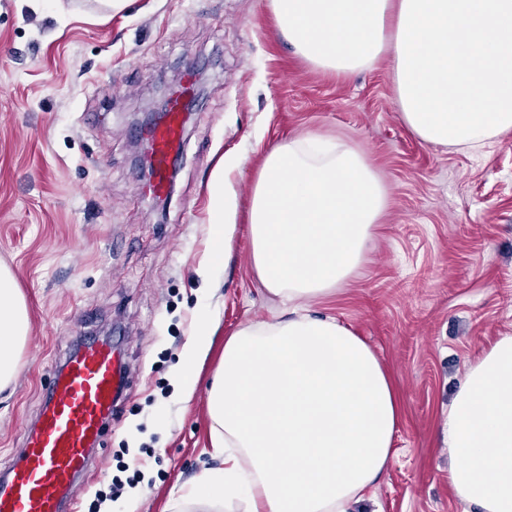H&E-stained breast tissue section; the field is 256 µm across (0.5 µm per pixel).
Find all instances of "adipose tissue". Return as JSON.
<instances>
[{"mask_svg":"<svg viewBox=\"0 0 512 512\" xmlns=\"http://www.w3.org/2000/svg\"><path fill=\"white\" fill-rule=\"evenodd\" d=\"M273 24L313 68L350 76L389 61L403 124L423 143L473 154L512 132V0H269ZM233 160L209 183V283L236 230ZM257 277L287 317L242 324L208 390L213 456L186 501L208 512H361L386 473L402 403L387 367L336 318L314 312L359 269L386 204L356 147L316 135L266 153L250 192ZM30 317L0 265V392L16 381ZM213 344L202 316L170 372L189 402ZM445 440L448 483L473 512H512V334L459 381Z\"/></svg>","mask_w":512,"mask_h":512,"instance_id":"1","label":"adipose tissue"}]
</instances>
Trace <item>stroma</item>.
Segmentation results:
<instances>
[{
	"mask_svg": "<svg viewBox=\"0 0 512 512\" xmlns=\"http://www.w3.org/2000/svg\"><path fill=\"white\" fill-rule=\"evenodd\" d=\"M189 60L204 83L160 203L145 192L136 114ZM306 134L358 147L386 188L360 269L316 306L361 336L400 390L374 500L383 512H471L448 484L445 421L468 364L512 333V133L482 155L422 143L400 119L388 63L350 77L311 67L274 29L267 0H133L117 16L99 0H0V260L31 327L14 390L0 395V471L75 337L117 330L129 385L77 510L170 512L212 461L207 382L225 337L281 311L249 261V187L266 150ZM222 157L241 162L238 224L205 289L196 268ZM206 313L213 347L182 404L168 374ZM124 469L133 483L98 500Z\"/></svg>",
	"mask_w": 512,
	"mask_h": 512,
	"instance_id": "35a3bbf8",
	"label": "stroma"
}]
</instances>
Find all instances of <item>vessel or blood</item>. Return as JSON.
<instances>
[{
    "mask_svg": "<svg viewBox=\"0 0 512 512\" xmlns=\"http://www.w3.org/2000/svg\"><path fill=\"white\" fill-rule=\"evenodd\" d=\"M181 94L172 95L164 123L145 130L153 172L146 190L167 195L169 168L183 135ZM127 382L121 356L109 340L82 338L52 370L36 425L21 456L0 476V512H77V488L93 469Z\"/></svg>",
    "mask_w": 512,
    "mask_h": 512,
    "instance_id": "1",
    "label": "vessel or blood"
}]
</instances>
